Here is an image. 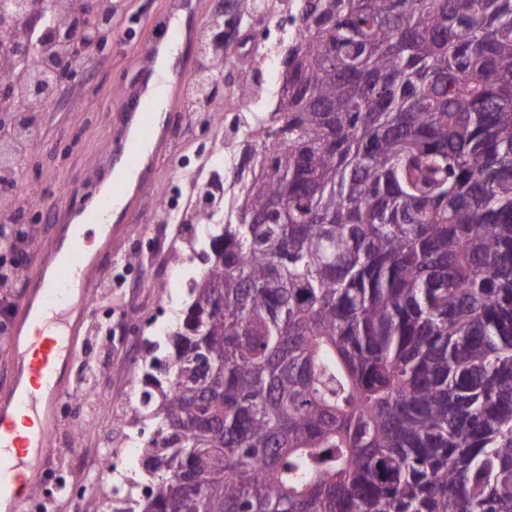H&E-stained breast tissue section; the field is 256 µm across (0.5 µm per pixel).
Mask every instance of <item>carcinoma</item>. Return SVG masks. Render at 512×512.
<instances>
[{"label":"carcinoma","instance_id":"obj_1","mask_svg":"<svg viewBox=\"0 0 512 512\" xmlns=\"http://www.w3.org/2000/svg\"><path fill=\"white\" fill-rule=\"evenodd\" d=\"M112 512H512V0H300Z\"/></svg>","mask_w":512,"mask_h":512}]
</instances>
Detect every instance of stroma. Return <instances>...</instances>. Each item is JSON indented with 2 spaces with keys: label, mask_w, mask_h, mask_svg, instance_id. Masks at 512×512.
<instances>
[{
  "label": "stroma",
  "mask_w": 512,
  "mask_h": 512,
  "mask_svg": "<svg viewBox=\"0 0 512 512\" xmlns=\"http://www.w3.org/2000/svg\"><path fill=\"white\" fill-rule=\"evenodd\" d=\"M272 8L262 17L249 14V0H236L233 11H217L218 0H203V20L221 18L237 25L236 44L224 64V81L213 92V112L178 110L170 118L173 156L160 166L154 187L141 204L140 222L121 239L107 276L126 279V288H98L99 302L112 306L113 321L124 336L138 338L137 350L122 339L100 346L81 348L74 362L72 397L105 413L86 416L75 426V416L61 414L59 443L83 453L82 466L73 473L85 488L82 504L61 503L56 512H86L91 502H102L104 483L98 463L105 449L120 450L116 423L134 421L143 436H152L154 422L145 417L138 402L130 371L135 358L150 360L149 344L163 341L175 324L187 299L191 278L199 276L204 264L201 246L191 229L204 223L210 213L208 198L214 180L230 182V167L213 168L206 149L225 145L229 132L243 117L268 116L277 104L282 79V58L288 39L289 0H270ZM170 0H112V29L125 33L123 42L97 55L88 75L69 79L64 103H51L36 115L45 128L43 141L28 148L16 170H0V224L15 222L31 228L33 240L50 234L52 224L43 209L75 211L90 203L99 189L103 152L119 119L121 96L133 88L143 63L140 48L155 41L168 21ZM266 49L270 61L262 70L260 97L242 100L237 95L240 76L251 70L254 52ZM39 186L42 202L28 196L29 186ZM177 200L182 208L176 217H166L165 200ZM181 265L182 272L170 280L153 276L157 265ZM169 303L160 306L161 293Z\"/></svg>",
  "instance_id": "obj_1"
}]
</instances>
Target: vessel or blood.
<instances>
[{"mask_svg": "<svg viewBox=\"0 0 512 512\" xmlns=\"http://www.w3.org/2000/svg\"><path fill=\"white\" fill-rule=\"evenodd\" d=\"M178 22L167 43L143 50L136 87L124 97L121 122L108 149V182L98 202L59 217L36 251L38 268L19 301L9 349L11 377L0 389V512H25L41 483V460L58 446V417L84 323L108 258L129 218L169 159L170 113L192 72L179 48L193 41L202 0H173ZM172 58L168 81L157 80L159 59ZM101 228L91 240V228Z\"/></svg>", "mask_w": 512, "mask_h": 512, "instance_id": "b4317fda", "label": "vessel or blood"}]
</instances>
